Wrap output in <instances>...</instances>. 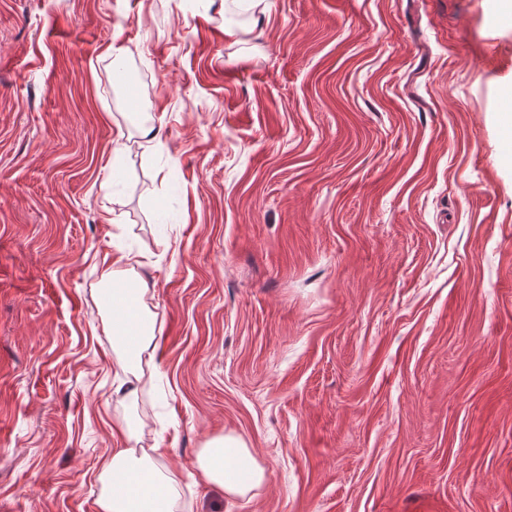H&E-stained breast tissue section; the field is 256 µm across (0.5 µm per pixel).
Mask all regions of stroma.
Wrapping results in <instances>:
<instances>
[{"label":"stroma","mask_w":512,"mask_h":512,"mask_svg":"<svg viewBox=\"0 0 512 512\" xmlns=\"http://www.w3.org/2000/svg\"><path fill=\"white\" fill-rule=\"evenodd\" d=\"M120 248L158 336L131 406ZM127 417L184 512H512L500 0H0V512H98ZM224 434L251 499L186 483ZM99 289L104 324L112 336V355L115 362L113 393L124 401L136 400L146 375L158 374L155 355L158 339L155 333V314L150 305L152 295L147 283L137 276L141 266L138 256L120 250L105 261ZM136 288H127L128 283Z\"/></svg>","instance_id":"35a3bbf8"}]
</instances>
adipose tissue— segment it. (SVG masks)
<instances>
[{
  "mask_svg": "<svg viewBox=\"0 0 512 512\" xmlns=\"http://www.w3.org/2000/svg\"><path fill=\"white\" fill-rule=\"evenodd\" d=\"M139 264L137 255L114 253L104 265L99 291L104 324L112 338L114 392L128 401L136 400L146 376L158 372L155 315L148 285L135 272ZM117 431L126 445L113 449L101 466L100 512H179L162 448L142 447L136 424L121 422ZM190 478L219 486L226 497L244 499L265 484L267 472L241 437L225 434L201 448Z\"/></svg>",
  "mask_w": 512,
  "mask_h": 512,
  "instance_id": "ef3b65f1",
  "label": "adipose tissue"
}]
</instances>
